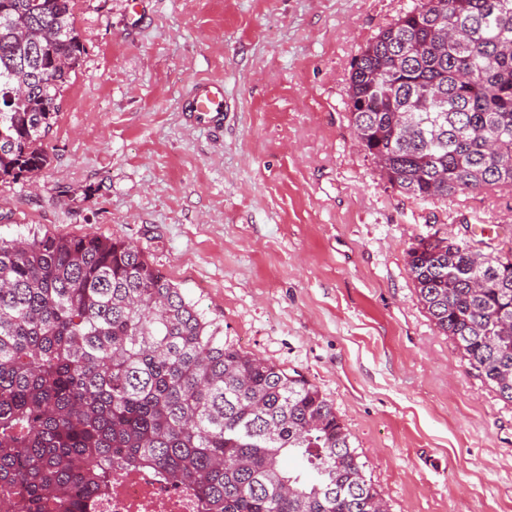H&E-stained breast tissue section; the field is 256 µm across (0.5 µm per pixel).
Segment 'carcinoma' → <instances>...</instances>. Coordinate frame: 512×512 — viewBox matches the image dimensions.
Listing matches in <instances>:
<instances>
[{
	"instance_id": "carcinoma-1",
	"label": "carcinoma",
	"mask_w": 512,
	"mask_h": 512,
	"mask_svg": "<svg viewBox=\"0 0 512 512\" xmlns=\"http://www.w3.org/2000/svg\"><path fill=\"white\" fill-rule=\"evenodd\" d=\"M73 6L0 0L1 181L49 163L84 54ZM348 109L381 178L416 200L512 188V0H422L360 49ZM407 265L439 332L512 402V250L435 233ZM365 468L315 384L224 341L136 245L0 236V512H98L115 470L198 512H387Z\"/></svg>"
}]
</instances>
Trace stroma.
<instances>
[{
  "label": "stroma",
  "instance_id": "stroma-1",
  "mask_svg": "<svg viewBox=\"0 0 512 512\" xmlns=\"http://www.w3.org/2000/svg\"><path fill=\"white\" fill-rule=\"evenodd\" d=\"M415 0H74L85 47L44 148L0 181V235L137 245L236 347L316 384L390 512H512V402L417 299L432 233L512 249V188L423 203L349 126L350 66ZM222 80L218 130L186 125ZM224 106V83L200 80L184 102L183 118L192 126L216 130L224 124Z\"/></svg>",
  "mask_w": 512,
  "mask_h": 512
}]
</instances>
